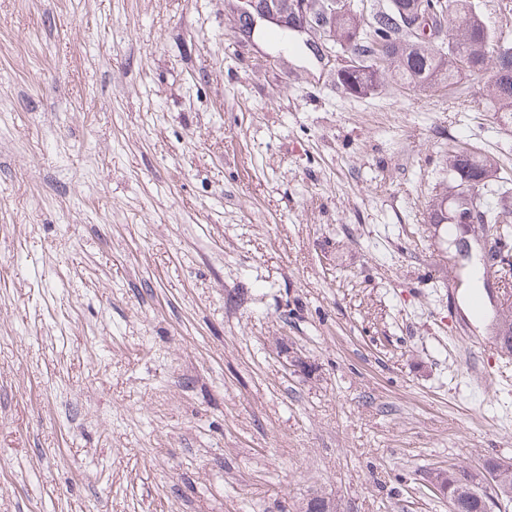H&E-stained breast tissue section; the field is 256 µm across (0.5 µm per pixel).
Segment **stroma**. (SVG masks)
Instances as JSON below:
<instances>
[{
  "label": "stroma",
  "instance_id": "35a3bbf8",
  "mask_svg": "<svg viewBox=\"0 0 512 512\" xmlns=\"http://www.w3.org/2000/svg\"><path fill=\"white\" fill-rule=\"evenodd\" d=\"M242 0H0V512H448L512 459V355L445 228L463 96L336 82ZM289 349L310 365L287 370ZM472 471L458 466L453 468V471L436 469L428 475V483L431 490L443 499L448 500L449 512H459L460 508L461 512H489L485 499L472 495L468 490L466 482L469 478L467 476L474 477L477 475L476 472ZM458 475H462L463 478L461 479ZM448 484L452 486V492H459L460 507L455 493L450 491Z\"/></svg>",
  "mask_w": 512,
  "mask_h": 512
}]
</instances>
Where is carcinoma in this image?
<instances>
[{"instance_id":"obj_1","label":"carcinoma","mask_w":512,"mask_h":512,"mask_svg":"<svg viewBox=\"0 0 512 512\" xmlns=\"http://www.w3.org/2000/svg\"><path fill=\"white\" fill-rule=\"evenodd\" d=\"M409 0H390L387 7L379 9L372 20L360 26L351 11L327 21L325 25L336 34V45L356 53L362 62L369 64L379 54L389 57L388 69L381 73L359 70V76L369 91H374L381 82L393 78L420 91L443 88L453 93L459 84V72L454 69L451 56L458 42L468 44L471 65L475 72L488 76L484 90V105L488 112L503 114L512 120V58L505 59L495 49V31L482 15L473 11V0H445L448 17V43L444 52L437 53L426 45H417L399 26V14ZM492 170L497 167L489 160L477 161L473 153L448 155L450 182L463 184V175L471 170ZM509 190H504L496 203L485 196L477 198L456 189L450 209L443 214L439 210L430 212L429 222L438 224L453 220L456 211L476 212L479 224H512V206L508 204ZM475 476L472 470L457 467L448 474V484L459 493L461 512H488L486 501L472 495L468 484L461 482L463 476Z\"/></svg>"}]
</instances>
